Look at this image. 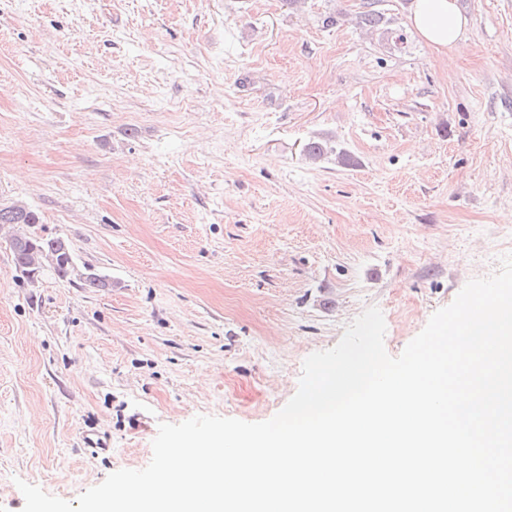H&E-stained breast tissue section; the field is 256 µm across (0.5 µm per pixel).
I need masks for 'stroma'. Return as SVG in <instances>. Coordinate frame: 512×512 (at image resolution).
<instances>
[{
	"instance_id": "35a3bbf8",
	"label": "stroma",
	"mask_w": 512,
	"mask_h": 512,
	"mask_svg": "<svg viewBox=\"0 0 512 512\" xmlns=\"http://www.w3.org/2000/svg\"><path fill=\"white\" fill-rule=\"evenodd\" d=\"M412 4L0 0V205L74 261L28 279L0 231V512L146 467L160 424L268 420L365 309L395 357L499 270L512 0H456L451 56ZM39 220V215L20 201L0 208V224H12L13 228L21 229L23 226L18 225L31 226Z\"/></svg>"
}]
</instances>
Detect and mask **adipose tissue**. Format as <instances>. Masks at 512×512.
Wrapping results in <instances>:
<instances>
[{"mask_svg": "<svg viewBox=\"0 0 512 512\" xmlns=\"http://www.w3.org/2000/svg\"><path fill=\"white\" fill-rule=\"evenodd\" d=\"M409 21L436 50L443 53L462 51L467 21L454 0H417Z\"/></svg>", "mask_w": 512, "mask_h": 512, "instance_id": "1", "label": "adipose tissue"}]
</instances>
